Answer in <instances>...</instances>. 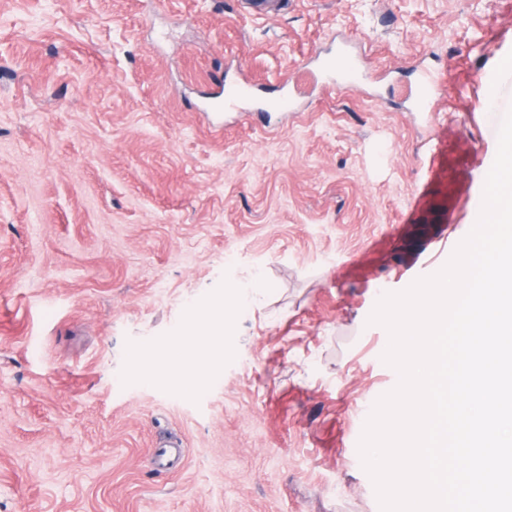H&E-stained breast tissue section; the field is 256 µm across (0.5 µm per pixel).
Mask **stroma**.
<instances>
[{
  "instance_id": "35a3bbf8",
  "label": "stroma",
  "mask_w": 512,
  "mask_h": 512,
  "mask_svg": "<svg viewBox=\"0 0 512 512\" xmlns=\"http://www.w3.org/2000/svg\"><path fill=\"white\" fill-rule=\"evenodd\" d=\"M340 38L369 78L325 90ZM509 58L512 0H0V512H380L368 318L474 227ZM230 279L208 385L137 382ZM438 83L431 77L425 76L422 81L410 90V97L418 112H431V103L435 99Z\"/></svg>"
}]
</instances>
